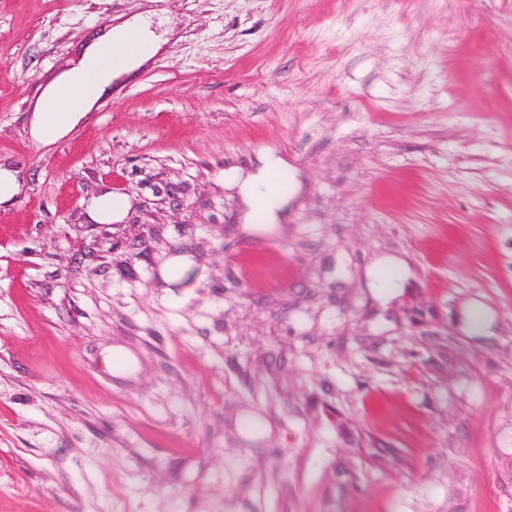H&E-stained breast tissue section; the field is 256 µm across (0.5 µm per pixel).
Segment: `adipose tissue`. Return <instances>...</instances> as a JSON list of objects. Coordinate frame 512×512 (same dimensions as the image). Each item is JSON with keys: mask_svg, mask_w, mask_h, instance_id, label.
<instances>
[{"mask_svg": "<svg viewBox=\"0 0 512 512\" xmlns=\"http://www.w3.org/2000/svg\"><path fill=\"white\" fill-rule=\"evenodd\" d=\"M130 40L135 43L134 49L120 64H112L104 54L105 48L119 47ZM159 48L152 21L147 16L134 17L95 35L85 44L75 65L50 82L37 99L31 119L32 137L50 142L68 134L108 92L114 77L142 65ZM287 172L282 160L267 154L260 171L242 181L241 192L261 223H274L287 205L290 191L276 183Z\"/></svg>", "mask_w": 512, "mask_h": 512, "instance_id": "adipose-tissue-1", "label": "adipose tissue"}]
</instances>
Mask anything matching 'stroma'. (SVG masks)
Returning a JSON list of instances; mask_svg holds the SVG:
<instances>
[{"label": "stroma", "mask_w": 512, "mask_h": 512, "mask_svg": "<svg viewBox=\"0 0 512 512\" xmlns=\"http://www.w3.org/2000/svg\"><path fill=\"white\" fill-rule=\"evenodd\" d=\"M265 153L295 197L251 226ZM0 167V512H512V0H0ZM149 16H137L121 24L110 26L88 41L68 71L59 74L50 82L37 99L31 119L30 132L40 142H50L72 131L96 105L110 92L112 80L117 75L129 72L148 61L160 48L158 37L151 29ZM131 37L135 47L118 65H112L103 50L107 46L119 47ZM70 87L78 90L76 102L60 98V91ZM50 102L56 103L55 112L48 110ZM127 201L111 193H105L90 200L87 211L90 218L96 222L119 220L127 210Z\"/></svg>", "instance_id": "35a3bbf8"}]
</instances>
